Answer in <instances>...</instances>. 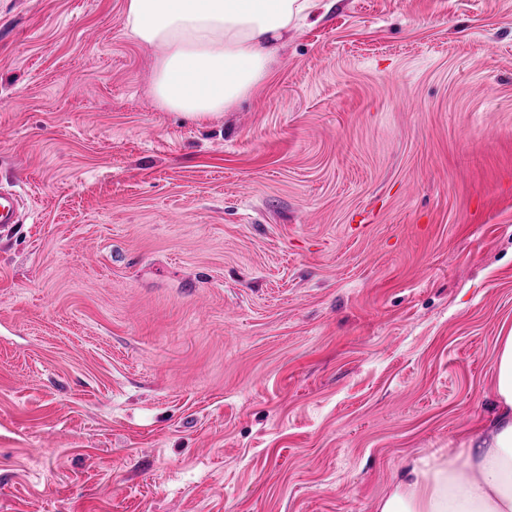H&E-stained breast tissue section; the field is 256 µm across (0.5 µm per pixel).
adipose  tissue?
I'll return each instance as SVG.
<instances>
[{
  "label": "adipose tissue",
  "mask_w": 512,
  "mask_h": 512,
  "mask_svg": "<svg viewBox=\"0 0 512 512\" xmlns=\"http://www.w3.org/2000/svg\"><path fill=\"white\" fill-rule=\"evenodd\" d=\"M312 0H126L123 24L156 47L150 92L162 109L207 120L270 74ZM492 414L461 450L406 463L374 512H512V332L500 337Z\"/></svg>",
  "instance_id": "obj_1"
}]
</instances>
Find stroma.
<instances>
[{
  "instance_id": "obj_1",
  "label": "stroma",
  "mask_w": 512,
  "mask_h": 512,
  "mask_svg": "<svg viewBox=\"0 0 512 512\" xmlns=\"http://www.w3.org/2000/svg\"><path fill=\"white\" fill-rule=\"evenodd\" d=\"M217 119L125 0H0V512H373L512 331V0H325ZM21 198L12 191H0V228L19 224L21 217Z\"/></svg>"
}]
</instances>
